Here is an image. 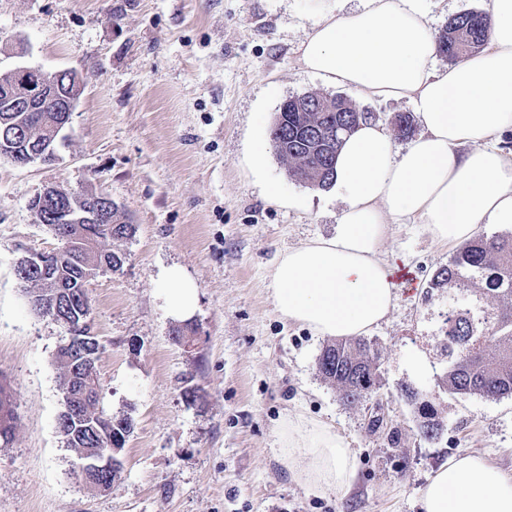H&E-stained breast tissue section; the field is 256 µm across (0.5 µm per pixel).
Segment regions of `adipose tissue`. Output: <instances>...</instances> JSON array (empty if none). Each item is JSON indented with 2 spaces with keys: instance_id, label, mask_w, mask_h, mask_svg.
<instances>
[{
  "instance_id": "adipose-tissue-1",
  "label": "adipose tissue",
  "mask_w": 512,
  "mask_h": 512,
  "mask_svg": "<svg viewBox=\"0 0 512 512\" xmlns=\"http://www.w3.org/2000/svg\"><path fill=\"white\" fill-rule=\"evenodd\" d=\"M486 45L436 63L419 0H364L325 13L299 47L302 67L370 99L409 100L423 126L405 149L376 123L360 125L336 157L333 189L345 208L332 237L284 252L272 298L316 335L350 338L390 312L396 283L381 244L392 224H423L435 244L458 246L482 224H512V0H491ZM171 314L188 318L197 288L179 267L163 275ZM280 462L302 485L351 491L357 460L331 427L299 417L280 431ZM421 512H512V477L474 452L448 460L421 489Z\"/></svg>"
}]
</instances>
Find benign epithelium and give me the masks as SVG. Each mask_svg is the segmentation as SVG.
<instances>
[{
    "mask_svg": "<svg viewBox=\"0 0 512 512\" xmlns=\"http://www.w3.org/2000/svg\"><path fill=\"white\" fill-rule=\"evenodd\" d=\"M80 91L81 79L75 71L68 74L65 87L59 84L58 73L29 66L13 69L10 78L0 82V112L15 114L17 136L24 149V154L15 160L16 164L29 166L56 159V145L70 123ZM45 103L55 105L62 117L48 126L28 123L26 113L38 111ZM31 209L55 224L71 225L66 236L67 248L72 251L86 279L98 273L96 264L86 260L88 249L95 245L86 225H112L123 221L119 206L111 196L102 192L79 196L58 186H48L38 193L32 199ZM57 266L58 256L54 252L30 253L19 260L15 274L23 286L29 287L36 282L53 284V288L42 295L35 288L32 292L44 316L60 324L68 333L59 348L64 410L58 415L57 429L63 433L65 428H71L73 434L70 438L74 439L78 431L92 424L94 418L96 404L89 399V376L97 371L101 353L96 349L95 336L89 329L90 305L85 299L73 296L71 290L60 282ZM119 445L120 440L114 439L109 448L76 449L81 460L79 471L88 491L98 493L107 490L112 470L120 467Z\"/></svg>",
    "mask_w": 512,
    "mask_h": 512,
    "instance_id": "obj_1",
    "label": "benign epithelium"
}]
</instances>
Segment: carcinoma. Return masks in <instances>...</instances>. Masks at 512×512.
<instances>
[{"instance_id": "1", "label": "carcinoma", "mask_w": 512, "mask_h": 512, "mask_svg": "<svg viewBox=\"0 0 512 512\" xmlns=\"http://www.w3.org/2000/svg\"><path fill=\"white\" fill-rule=\"evenodd\" d=\"M489 28L485 13L465 11L454 16L437 39L438 52L449 63L461 61L486 41ZM365 121L336 96L306 94L277 112L270 140L277 153L288 160L292 181L326 188L334 177V163L342 139ZM111 242H100L95 251L99 267L117 272L123 263L111 259ZM430 288H446L467 296L464 305L448 307L445 335L448 339V392L485 398L512 397V233L480 235L459 247L428 281ZM495 330L491 350L476 345L482 328ZM379 353L365 337L326 344L317 369L334 387L341 401L355 405L371 395L378 384ZM405 399L417 406L420 433L429 441L438 438L442 425L433 406L420 400L417 390L402 389ZM96 431L87 437L93 448L107 447L112 435L130 434L133 420L125 414L101 411Z\"/></svg>"}]
</instances>
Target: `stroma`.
<instances>
[{
    "mask_svg": "<svg viewBox=\"0 0 512 512\" xmlns=\"http://www.w3.org/2000/svg\"><path fill=\"white\" fill-rule=\"evenodd\" d=\"M360 0H0V74L19 66L77 71L82 93L54 162L0 159V377L18 415L0 446V512H420L419 494L449 458L479 451L512 476V399L449 393L447 289L429 288L453 251L419 224H392L382 255L414 281L369 339L379 385L345 405L317 370L325 344L285 320L271 296L280 255L332 236L342 210L331 189L289 180L270 141L280 103L339 94L391 126L405 99L377 101L301 68L298 46L321 18ZM263 145L262 169L251 156ZM275 183L278 199L264 187ZM110 194L134 224L117 242L121 272L88 288L105 351L104 407L134 431L111 487L88 492L57 431L56 351L65 332L30 307L14 272L62 241L29 207L44 187ZM180 266L198 288L192 348L161 276ZM418 390L443 423L418 430L401 387ZM290 414L331 424L353 449L357 476L337 499L291 480L278 461ZM381 416L380 428L370 420Z\"/></svg>",
    "mask_w": 512,
    "mask_h": 512,
    "instance_id": "35a3bbf8",
    "label": "stroma"
}]
</instances>
